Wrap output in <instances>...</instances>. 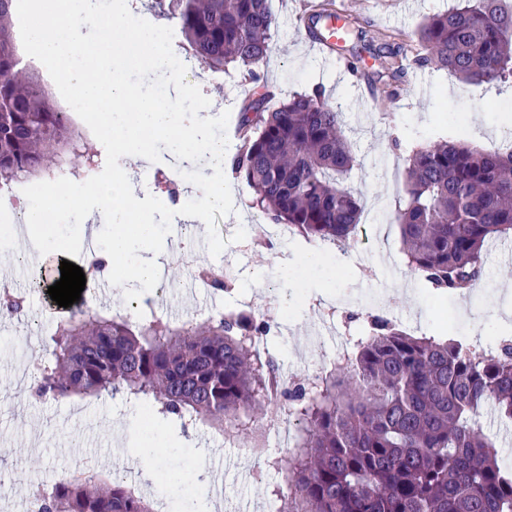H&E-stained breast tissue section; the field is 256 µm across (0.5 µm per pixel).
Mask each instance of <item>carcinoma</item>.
Masks as SVG:
<instances>
[{
  "instance_id": "obj_1",
  "label": "carcinoma",
  "mask_w": 512,
  "mask_h": 512,
  "mask_svg": "<svg viewBox=\"0 0 512 512\" xmlns=\"http://www.w3.org/2000/svg\"><path fill=\"white\" fill-rule=\"evenodd\" d=\"M14 0H0V181L57 168H88L71 113L19 63L11 30ZM271 0H155L178 20L192 54L216 71L250 80L271 49ZM412 62L477 86L512 82V3L460 0L421 25ZM388 76L403 78L406 48L388 51ZM243 146L232 173L252 191L251 207L312 245L345 242L362 205L346 180L357 165L341 113L323 90L267 106L243 99ZM406 266L436 288L479 284L488 243L512 235V153L463 142L425 143L409 156L397 201ZM0 309L26 311V298L0 296ZM370 330L336 364L283 398L297 432L275 461L288 470L275 512H512V471L477 419L486 405L512 422V347L485 354L454 340L414 337L370 316ZM265 321L246 309L174 326L151 305L135 322L96 311L56 321L50 356L33 367L37 397L120 395L175 421L181 432L210 420L234 435L272 400L278 367L261 357ZM40 512H154L122 479L97 474L36 492Z\"/></svg>"
}]
</instances>
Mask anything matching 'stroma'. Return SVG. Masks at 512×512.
I'll list each match as a JSON object with an SVG mask.
<instances>
[{"label":"stroma","mask_w":512,"mask_h":512,"mask_svg":"<svg viewBox=\"0 0 512 512\" xmlns=\"http://www.w3.org/2000/svg\"><path fill=\"white\" fill-rule=\"evenodd\" d=\"M309 2L271 0L276 28L259 70L260 83L245 81L233 70L206 67L187 81L212 100L208 115L230 112V137L236 134L241 98L266 93L274 106L322 85L358 150V165L348 181L363 205L357 237L342 248H316L296 236L268 238L269 221L251 208L250 188L231 179L234 211L216 220L227 241L218 257L205 251V226L187 220L176 229L177 238L192 237L201 265L226 271L231 288L207 292L190 270L165 257L159 272L166 289L153 298L154 307L178 322L204 309L218 311L244 301L271 326L262 354L274 358L281 375L298 382L326 366L329 356L357 337L374 314L414 336L494 349L501 331L512 333V296L501 288L512 281V238L490 244L477 288L467 294L443 292L408 271L391 213L404 190L405 159L418 144L464 138L489 149L512 132V84L474 86L444 70L415 67L396 94L385 93L380 60L369 49L372 37L387 30L416 44L424 19L448 11L457 0H332L334 12L355 17L357 24L346 50L330 56L297 22L308 13ZM355 52L365 74L361 81L348 68ZM240 224L255 226L250 242H232ZM285 259L290 262L286 268L281 265ZM26 298L34 321L0 313V474L22 471L35 484H53L89 460L102 473L123 474L157 504L173 508L182 498L194 503L195 512H269L271 491L285 484L288 472L267 460L284 456L295 438L284 402L266 406L228 441L207 426L186 435L168 422L144 427L141 406L120 396L36 399L29 372L50 350L58 312L51 309L47 292H30ZM142 446L155 449L157 473L186 470L187 484L166 491L143 484L136 470Z\"/></svg>","instance_id":"35a3bbf8"}]
</instances>
